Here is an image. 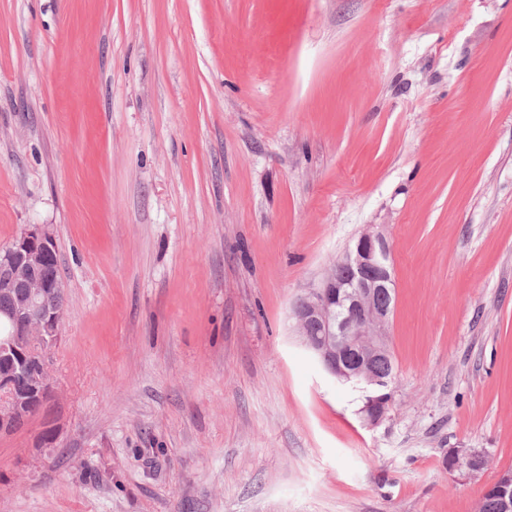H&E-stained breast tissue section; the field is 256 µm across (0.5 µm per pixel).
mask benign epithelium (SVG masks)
<instances>
[{"label": "benign epithelium", "instance_id": "7a95c632", "mask_svg": "<svg viewBox=\"0 0 512 512\" xmlns=\"http://www.w3.org/2000/svg\"><path fill=\"white\" fill-rule=\"evenodd\" d=\"M52 233L41 224H28L0 253V291L20 289L24 301L9 314L13 330L0 341V355H21L19 372L0 371V426L28 420V404L52 393L47 353L59 340L66 305L63 281L48 282L39 275L55 255ZM390 246L385 236L368 230L353 249L331 268L294 307L298 335L317 357L324 371L339 382L384 385L371 372L375 359L389 355L392 308L379 296L392 286L387 270ZM349 274L343 280L336 270ZM21 377L23 387H15ZM390 398H367L360 409L364 422L378 426Z\"/></svg>", "mask_w": 512, "mask_h": 512}]
</instances>
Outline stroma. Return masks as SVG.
I'll list each match as a JSON object with an SVG mask.
<instances>
[{
  "label": "stroma",
  "instance_id": "1",
  "mask_svg": "<svg viewBox=\"0 0 512 512\" xmlns=\"http://www.w3.org/2000/svg\"><path fill=\"white\" fill-rule=\"evenodd\" d=\"M29 224L66 309L0 512H478L512 467V0H0ZM372 224L374 428L293 317ZM390 402L387 395L368 397L363 407L360 409L364 422L370 427L378 426L386 414V406Z\"/></svg>",
  "mask_w": 512,
  "mask_h": 512
}]
</instances>
